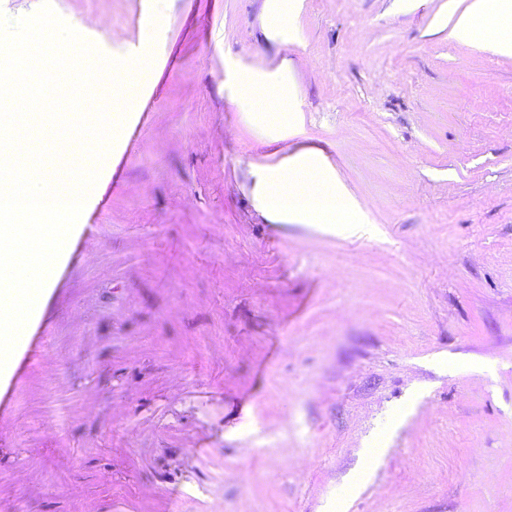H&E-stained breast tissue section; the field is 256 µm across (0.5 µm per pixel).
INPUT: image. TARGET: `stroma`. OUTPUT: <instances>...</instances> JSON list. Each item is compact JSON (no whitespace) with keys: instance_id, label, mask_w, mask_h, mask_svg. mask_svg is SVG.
Returning a JSON list of instances; mask_svg holds the SVG:
<instances>
[{"instance_id":"stroma-1","label":"stroma","mask_w":512,"mask_h":512,"mask_svg":"<svg viewBox=\"0 0 512 512\" xmlns=\"http://www.w3.org/2000/svg\"><path fill=\"white\" fill-rule=\"evenodd\" d=\"M51 4L151 79L0 387V512H512V57L448 0ZM285 59L295 140L237 103ZM310 149L366 233L260 210Z\"/></svg>"}]
</instances>
